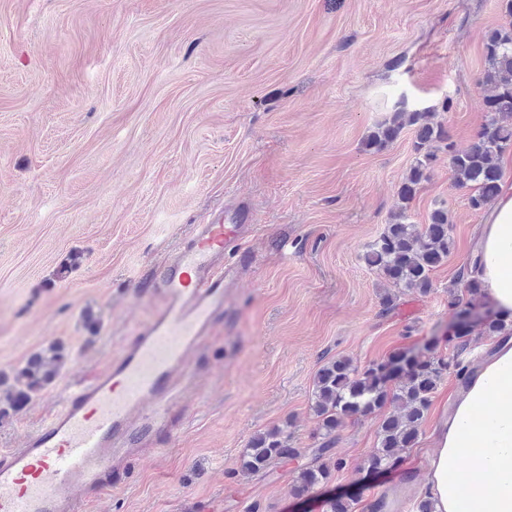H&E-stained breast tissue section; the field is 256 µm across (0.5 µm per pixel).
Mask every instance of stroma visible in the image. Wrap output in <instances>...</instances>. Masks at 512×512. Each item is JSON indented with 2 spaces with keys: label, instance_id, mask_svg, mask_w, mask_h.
<instances>
[{
  "label": "stroma",
  "instance_id": "1",
  "mask_svg": "<svg viewBox=\"0 0 512 512\" xmlns=\"http://www.w3.org/2000/svg\"><path fill=\"white\" fill-rule=\"evenodd\" d=\"M506 23L500 0H0V450L152 318L149 279L191 226L243 202L254 231L198 360L199 413L113 472L90 512H325L339 494L371 512L382 493L409 512L451 374L399 470L364 468L378 413L340 429L341 468L306 496L291 492L296 462L267 477L237 462L271 428L319 445L313 382L330 359L364 369L432 339L452 353L448 291L483 214L444 156L402 204L414 127L379 151L365 141L403 99L468 149L486 120L484 39ZM438 208L454 248L431 292L383 311L366 245L395 213L425 224ZM53 344L61 374L13 412L18 369Z\"/></svg>",
  "mask_w": 512,
  "mask_h": 512
}]
</instances>
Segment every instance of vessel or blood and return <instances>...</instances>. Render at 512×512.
Segmentation results:
<instances>
[{
	"mask_svg": "<svg viewBox=\"0 0 512 512\" xmlns=\"http://www.w3.org/2000/svg\"><path fill=\"white\" fill-rule=\"evenodd\" d=\"M252 230L241 205L196 225L152 278L162 308L104 371L72 384L23 447L0 452V512H87L106 494L107 472L138 461L146 441L190 417L198 388L189 361L237 285L229 256Z\"/></svg>",
	"mask_w": 512,
	"mask_h": 512,
	"instance_id": "b4317fda",
	"label": "vessel or blood"
}]
</instances>
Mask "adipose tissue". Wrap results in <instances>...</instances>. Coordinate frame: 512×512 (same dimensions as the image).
<instances>
[{"label":"adipose tissue","mask_w":512,"mask_h":512,"mask_svg":"<svg viewBox=\"0 0 512 512\" xmlns=\"http://www.w3.org/2000/svg\"><path fill=\"white\" fill-rule=\"evenodd\" d=\"M477 275L493 310L512 314V178L488 208ZM424 490L436 512H512V339L482 360L438 434Z\"/></svg>","instance_id":"ef3b65f1"}]
</instances>
